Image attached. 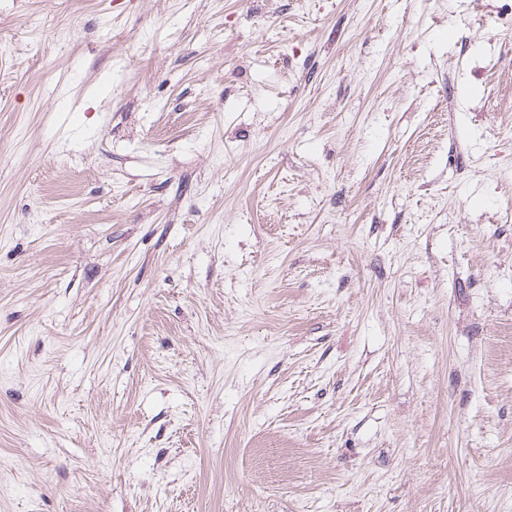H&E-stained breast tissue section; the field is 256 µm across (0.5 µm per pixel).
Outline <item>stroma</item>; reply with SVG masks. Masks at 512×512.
<instances>
[{
    "mask_svg": "<svg viewBox=\"0 0 512 512\" xmlns=\"http://www.w3.org/2000/svg\"><path fill=\"white\" fill-rule=\"evenodd\" d=\"M0 512H512V0H0Z\"/></svg>",
    "mask_w": 512,
    "mask_h": 512,
    "instance_id": "1",
    "label": "stroma"
}]
</instances>
